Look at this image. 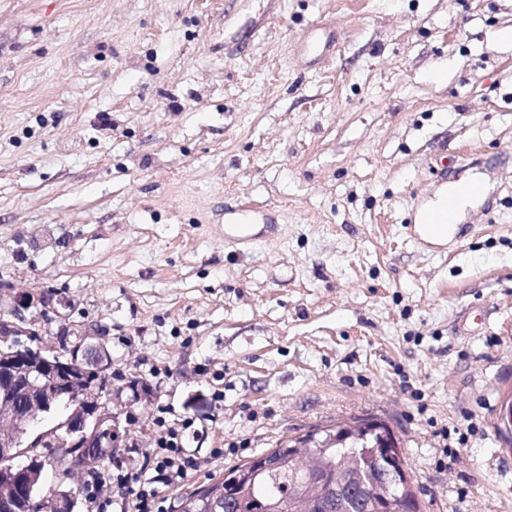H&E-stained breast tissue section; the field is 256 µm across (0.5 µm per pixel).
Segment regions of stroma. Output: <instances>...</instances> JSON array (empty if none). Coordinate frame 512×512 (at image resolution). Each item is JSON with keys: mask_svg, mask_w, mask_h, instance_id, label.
I'll list each match as a JSON object with an SVG mask.
<instances>
[{"mask_svg": "<svg viewBox=\"0 0 512 512\" xmlns=\"http://www.w3.org/2000/svg\"><path fill=\"white\" fill-rule=\"evenodd\" d=\"M322 21L340 49L303 69ZM508 27L512 0H0V299L53 352L106 332L137 447L193 420L165 512L353 417L394 431L419 512H512ZM470 176V233L422 240ZM467 184L454 186L448 192V188H442L436 195L428 200L417 215V224H419V234L422 239L431 243H443L448 233V238L457 235L458 224H448V229H440L436 227H428L427 224H444L445 216L447 218L448 203L454 205L458 210H463L473 201L475 194L468 189L471 186L480 187L479 178H471Z\"/></svg>", "mask_w": 512, "mask_h": 512, "instance_id": "stroma-1", "label": "stroma"}]
</instances>
